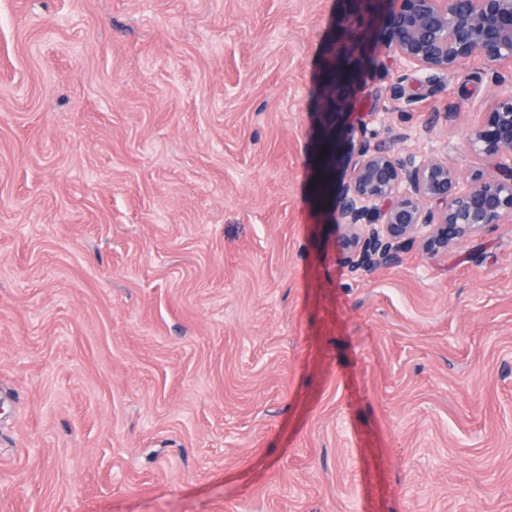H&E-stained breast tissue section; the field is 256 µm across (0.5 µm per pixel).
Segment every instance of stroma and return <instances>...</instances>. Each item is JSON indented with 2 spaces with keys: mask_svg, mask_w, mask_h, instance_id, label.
I'll return each instance as SVG.
<instances>
[{
  "mask_svg": "<svg viewBox=\"0 0 512 512\" xmlns=\"http://www.w3.org/2000/svg\"><path fill=\"white\" fill-rule=\"evenodd\" d=\"M346 9L0 0V512H512V223L345 265ZM510 91L376 48L345 109L466 173Z\"/></svg>",
  "mask_w": 512,
  "mask_h": 512,
  "instance_id": "obj_1",
  "label": "stroma"
}]
</instances>
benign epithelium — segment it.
<instances>
[{
	"label": "benign epithelium",
	"instance_id": "7a95c632",
	"mask_svg": "<svg viewBox=\"0 0 512 512\" xmlns=\"http://www.w3.org/2000/svg\"><path fill=\"white\" fill-rule=\"evenodd\" d=\"M356 9L336 39L326 92L328 113L318 144V194H334L332 223L349 231L346 264L353 272L399 261L417 238L430 250L512 222V95L486 104L470 130L475 160L466 175L435 155L402 158L360 131L348 159L341 145L355 129L341 122L342 106L361 81L368 43L361 32L380 24L378 44L407 71L453 75L472 58L512 66V0H351ZM343 180L336 182L337 165Z\"/></svg>",
	"mask_w": 512,
	"mask_h": 512
}]
</instances>
